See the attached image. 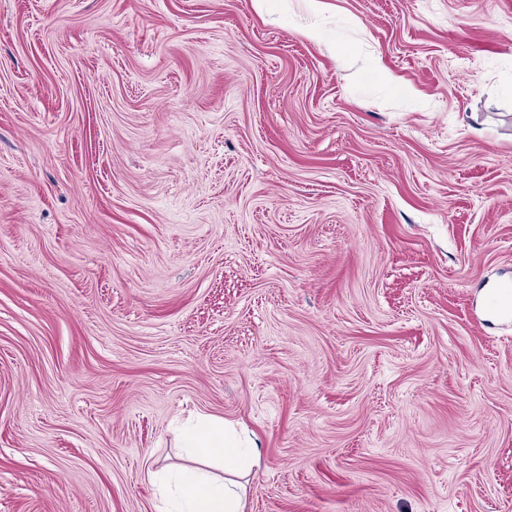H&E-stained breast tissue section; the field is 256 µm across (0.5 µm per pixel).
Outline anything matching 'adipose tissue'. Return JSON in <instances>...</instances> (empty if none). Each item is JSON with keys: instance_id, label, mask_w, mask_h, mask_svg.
<instances>
[{"instance_id": "1", "label": "adipose tissue", "mask_w": 512, "mask_h": 512, "mask_svg": "<svg viewBox=\"0 0 512 512\" xmlns=\"http://www.w3.org/2000/svg\"><path fill=\"white\" fill-rule=\"evenodd\" d=\"M179 446L189 466L147 471L160 491L159 512H245V487L239 478L257 463V444L239 434L233 423L203 415L181 430Z\"/></svg>"}]
</instances>
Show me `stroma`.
I'll use <instances>...</instances> for the list:
<instances>
[{
	"label": "stroma",
	"instance_id": "35a3bbf8",
	"mask_svg": "<svg viewBox=\"0 0 512 512\" xmlns=\"http://www.w3.org/2000/svg\"><path fill=\"white\" fill-rule=\"evenodd\" d=\"M322 2L0 0V512H512V0ZM512 284L501 285L489 292L488 304L491 310L504 317H512ZM178 446L196 465L175 471L148 468L146 477L160 491L158 512H245L246 488L235 477L248 475L259 460L256 443L233 423L203 415L181 430Z\"/></svg>",
	"mask_w": 512,
	"mask_h": 512
}]
</instances>
